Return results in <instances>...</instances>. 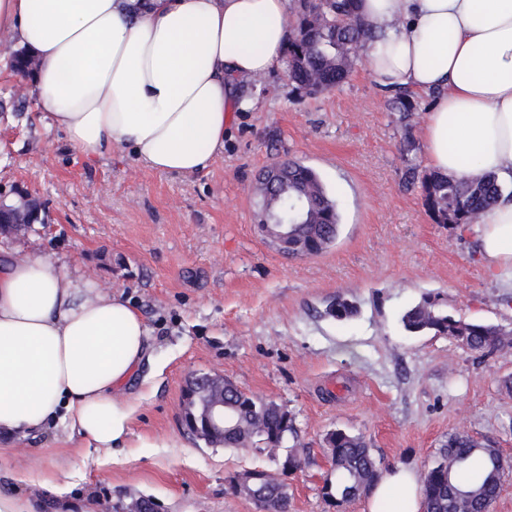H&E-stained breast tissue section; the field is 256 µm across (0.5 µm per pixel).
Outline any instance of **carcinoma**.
<instances>
[{"label":"carcinoma","mask_w":512,"mask_h":512,"mask_svg":"<svg viewBox=\"0 0 512 512\" xmlns=\"http://www.w3.org/2000/svg\"><path fill=\"white\" fill-rule=\"evenodd\" d=\"M356 0H309L291 7L294 28L300 34L288 42L285 65L289 79L300 89L319 94L343 83L359 60L360 50L375 39L374 33L357 17ZM11 67L24 78H32L37 62L20 49L11 57ZM392 110L400 122L410 127L414 110L411 95L395 91ZM277 164L288 172V182L277 194L262 196L263 216L276 214L285 224L298 225L304 248L295 256L317 255L336 239L341 218L336 200L319 175L294 159ZM423 205L437 224L467 225L504 195H512L498 178L489 173L452 177L429 171L420 178ZM19 198L0 204V224H42L44 205L25 191ZM405 329L412 333L429 331L452 340L462 336L468 349L485 356L512 346L507 331L489 324L456 319L426 299L402 317ZM214 391L213 384L196 385L188 409L199 414ZM224 400L228 403H256L255 397L224 382ZM288 411L278 406L257 417L249 410L236 416V428L224 436V445L237 449L263 451L270 444L282 445L295 433L287 422ZM441 461L431 465L421 477L423 501L428 512H490L495 500L493 488L504 474L497 448L468 435L451 434L444 444ZM332 471L337 479H326L323 490L336 497V505L351 501L371 490L380 473L375 457L359 435H339L328 448Z\"/></svg>","instance_id":"carcinoma-1"}]
</instances>
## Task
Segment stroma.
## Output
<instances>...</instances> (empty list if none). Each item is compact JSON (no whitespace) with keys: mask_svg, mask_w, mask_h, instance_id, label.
Returning a JSON list of instances; mask_svg holds the SVG:
<instances>
[{"mask_svg":"<svg viewBox=\"0 0 512 512\" xmlns=\"http://www.w3.org/2000/svg\"><path fill=\"white\" fill-rule=\"evenodd\" d=\"M0 33V200L26 190L48 221L0 247L49 258L127 299L150 334L148 357L124 389L136 400V445L118 458L60 447L57 432L0 444V492L39 502L37 481L13 472L34 459L95 512H259L234 475L276 471L274 453L213 446L182 422L191 375H220L288 411L304 461L288 478V512H333L325 437L364 438L381 473L433 464L449 434L491 441L512 464V348L481 357L401 317L432 297L457 318L512 330V279L490 278L474 226L437 224L409 168L425 171L429 96L403 127L391 95L358 62L312 95L277 68L247 83L254 110L236 113L224 151L197 175L165 174L128 150L87 157L50 128L32 82L9 65ZM314 168L335 196L339 235L324 252L283 255L258 230L254 186L275 160ZM352 315L329 312L336 299Z\"/></svg>","mask_w":512,"mask_h":512,"instance_id":"stroma-1","label":"stroma"}]
</instances>
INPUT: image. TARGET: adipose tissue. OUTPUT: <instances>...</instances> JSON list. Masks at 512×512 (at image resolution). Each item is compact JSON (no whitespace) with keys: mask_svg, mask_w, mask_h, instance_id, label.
Returning a JSON list of instances; mask_svg holds the SVG:
<instances>
[{"mask_svg":"<svg viewBox=\"0 0 512 512\" xmlns=\"http://www.w3.org/2000/svg\"><path fill=\"white\" fill-rule=\"evenodd\" d=\"M382 88L435 98L423 126L431 170L512 183V0H357ZM289 0H0V31L37 60L33 92L50 126L92 157L130 149L170 174L207 169L238 84L279 67ZM487 274H512V200L475 227ZM141 314L46 257L0 248V440L63 428L82 445H132L122 388L147 352ZM415 470L382 477L367 512H421Z\"/></svg>","mask_w":512,"mask_h":512,"instance_id":"obj_1","label":"adipose tissue"}]
</instances>
